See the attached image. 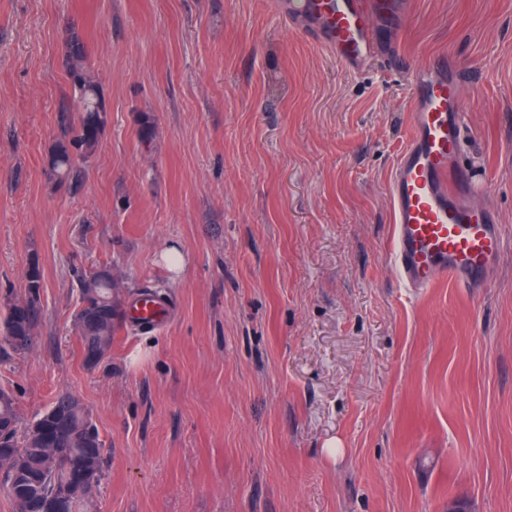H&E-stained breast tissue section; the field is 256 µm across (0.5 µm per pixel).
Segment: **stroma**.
<instances>
[{"mask_svg": "<svg viewBox=\"0 0 512 512\" xmlns=\"http://www.w3.org/2000/svg\"><path fill=\"white\" fill-rule=\"evenodd\" d=\"M71 26L107 107L75 194L50 171ZM390 49L484 66L462 156L505 236L485 287L415 298L391 264L400 74L345 73L268 0H0V309L42 274L0 388L25 424L87 409L77 512H512V0H409ZM105 267L173 317L91 367L77 275Z\"/></svg>", "mask_w": 512, "mask_h": 512, "instance_id": "35a3bbf8", "label": "stroma"}]
</instances>
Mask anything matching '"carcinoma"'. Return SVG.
Here are the masks:
<instances>
[{"label": "carcinoma", "mask_w": 512, "mask_h": 512, "mask_svg": "<svg viewBox=\"0 0 512 512\" xmlns=\"http://www.w3.org/2000/svg\"><path fill=\"white\" fill-rule=\"evenodd\" d=\"M65 48L69 76L78 90L74 108L80 117L76 124L63 122L62 139L55 146L51 171L59 186L76 193L83 183V164L94 156L98 147L106 105L99 84L89 73L87 45L73 29L67 33ZM26 280L28 299L21 304H6V314L0 322V340L16 353L32 347V332L41 316L38 262L30 265ZM112 288V274L108 270L93 271L80 279L82 306L75 324L84 359L91 366L106 358L108 352L103 350L102 344L112 342L122 322L120 310L110 302ZM0 421L7 424L0 430V451L8 460V465H0V473L6 487L14 489L10 494L12 500L22 501L31 512H50L49 505L68 481L66 470L52 461L42 440L44 427L58 428L55 447L68 455L87 458L89 478L93 480L98 476L102 441L86 408L73 395L59 394L45 413L21 431L16 398L12 392L0 388Z\"/></svg>", "instance_id": "1"}]
</instances>
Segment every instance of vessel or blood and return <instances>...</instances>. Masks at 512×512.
Wrapping results in <instances>:
<instances>
[{
	"mask_svg": "<svg viewBox=\"0 0 512 512\" xmlns=\"http://www.w3.org/2000/svg\"><path fill=\"white\" fill-rule=\"evenodd\" d=\"M269 7L350 74L368 69L383 50L382 29L401 21L397 0H270ZM399 71L412 78V112L410 138L390 181L395 269L418 294L440 280L482 287L504 235L490 208L473 203L476 188L461 160L467 119L461 90L474 78L444 58L418 69L404 64ZM135 308L138 321L154 325L166 305L146 294Z\"/></svg>",
	"mask_w": 512,
	"mask_h": 512,
	"instance_id": "vessel-or-blood-1",
	"label": "vessel or blood"
}]
</instances>
